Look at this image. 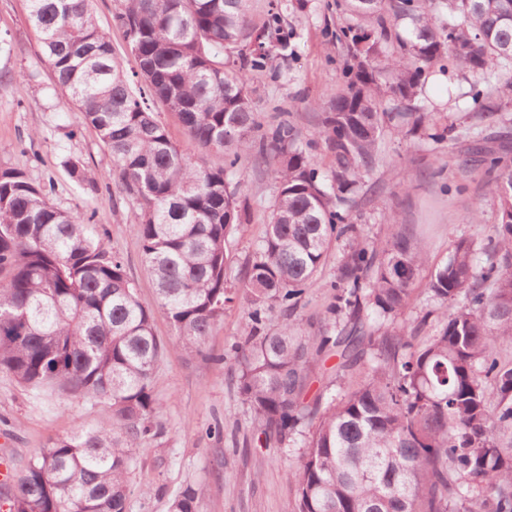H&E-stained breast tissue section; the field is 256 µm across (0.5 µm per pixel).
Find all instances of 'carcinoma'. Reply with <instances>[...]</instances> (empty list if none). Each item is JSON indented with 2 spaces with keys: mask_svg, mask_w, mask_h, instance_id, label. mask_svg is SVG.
Instances as JSON below:
<instances>
[{
  "mask_svg": "<svg viewBox=\"0 0 512 512\" xmlns=\"http://www.w3.org/2000/svg\"><path fill=\"white\" fill-rule=\"evenodd\" d=\"M29 2L58 93L96 131L139 210L142 262L175 341L206 361L224 362L207 340L238 299L227 246L250 224L228 174L244 154L271 155L278 192L243 272L249 332L236 365L265 443L286 448L303 437L287 512H512V153L490 147L508 122L512 0H336L356 24L335 32L346 49L345 86L321 117L325 175L311 155L316 142L302 143L288 120L252 137L246 70H265L273 47L296 53L279 13L255 35L250 0H122L115 20L139 67L129 76L92 0ZM447 58L465 80L496 69L505 78L475 95L486 127L501 130L472 138L500 210L492 235L453 241L432 268L421 241L395 229L379 244L352 212L385 132L429 129L439 145L460 139L420 101ZM156 103L192 146L224 155V164L175 144ZM66 166L96 190L80 162ZM53 192L51 182L0 170V373L37 396L60 389L91 401L104 415L34 454L16 486L0 485V500L9 512H127L132 450L163 434L156 385L168 342L155 334L123 258L89 234L95 212L62 210ZM341 239L336 277L321 285ZM428 267L426 289L439 308L397 324ZM319 285L332 299L310 336L294 312ZM433 316L434 334L417 342ZM328 355L342 387L366 371L341 397L327 386L310 399ZM198 496L196 485H183L169 512H197Z\"/></svg>",
  "mask_w": 512,
  "mask_h": 512,
  "instance_id": "1",
  "label": "carcinoma"
}]
</instances>
